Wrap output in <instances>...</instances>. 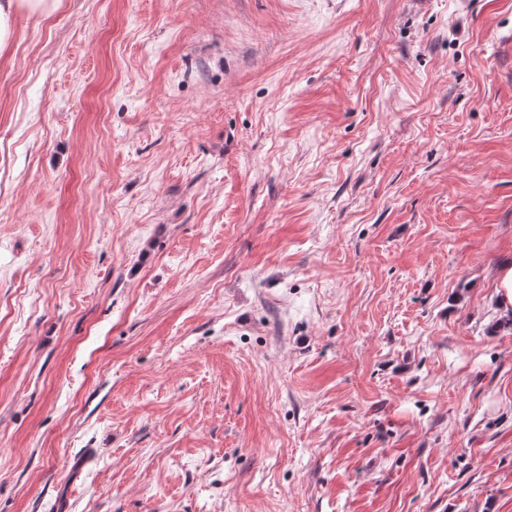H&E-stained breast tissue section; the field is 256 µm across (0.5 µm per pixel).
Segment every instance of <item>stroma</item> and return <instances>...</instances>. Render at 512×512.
<instances>
[{
    "instance_id": "1",
    "label": "stroma",
    "mask_w": 512,
    "mask_h": 512,
    "mask_svg": "<svg viewBox=\"0 0 512 512\" xmlns=\"http://www.w3.org/2000/svg\"><path fill=\"white\" fill-rule=\"evenodd\" d=\"M512 0H61L0 55V512H512ZM497 306L500 316L512 317V263H504L496 268Z\"/></svg>"
}]
</instances>
